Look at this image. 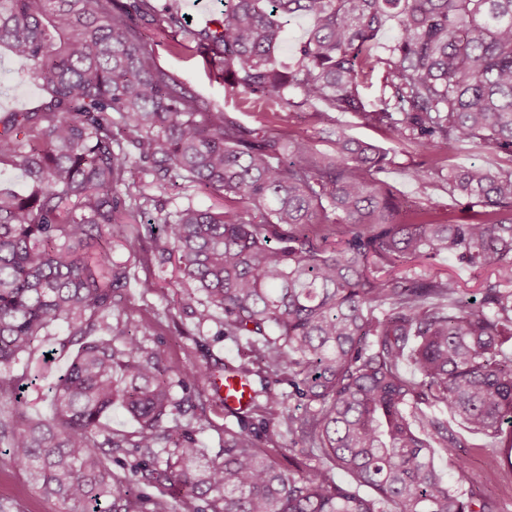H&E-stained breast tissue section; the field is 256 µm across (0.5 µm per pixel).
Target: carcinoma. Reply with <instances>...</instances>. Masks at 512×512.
Instances as JSON below:
<instances>
[{"label":"carcinoma","instance_id":"obj_1","mask_svg":"<svg viewBox=\"0 0 512 512\" xmlns=\"http://www.w3.org/2000/svg\"><path fill=\"white\" fill-rule=\"evenodd\" d=\"M222 2L215 27L193 28L180 0H0V47L45 93L37 111L0 120V168L33 186L0 190V405L21 401L11 365L51 324L80 341L52 387L53 416L0 422L10 459L78 512H171L112 472L122 448L139 453L133 476L176 491L187 512H501L454 489L435 453L459 465L467 437L498 439L512 469V0ZM298 16L310 27L285 69L276 54ZM390 20L398 35L380 55ZM142 21L178 32L174 48L201 55L234 94L320 102L321 123L353 112L436 165L466 145L503 155L494 171L444 176L480 218L435 224L404 209L375 179L388 154L342 130L326 156L286 128L198 105L157 67ZM376 69L383 92L370 103L359 86ZM134 167L163 190L216 193L223 210L148 219L151 196L119 194ZM144 234L205 296L197 324L247 337L249 361L174 368L145 344L120 305L128 266L112 261L113 244ZM444 254L497 283L477 300L450 276L408 275ZM264 371L288 373L290 391L252 398L223 460L206 458L197 431L164 426L180 411L174 388ZM116 405L134 434L103 428ZM256 409L301 447L296 471L260 446L245 419Z\"/></svg>","mask_w":512,"mask_h":512}]
</instances>
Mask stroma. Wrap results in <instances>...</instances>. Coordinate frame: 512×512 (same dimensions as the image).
I'll return each mask as SVG.
<instances>
[{
  "label": "stroma",
  "mask_w": 512,
  "mask_h": 512,
  "mask_svg": "<svg viewBox=\"0 0 512 512\" xmlns=\"http://www.w3.org/2000/svg\"><path fill=\"white\" fill-rule=\"evenodd\" d=\"M154 39L157 65L185 84L199 104L235 113L251 128H290L309 137L324 152L332 150L340 130L372 141L389 150L391 162L378 178L404 205L425 212L435 223L450 219L464 223L475 219V208L470 207L466 199L450 193L447 183L435 171L429 170L426 155L400 144L392 133L366 125L352 113L334 114L332 124L325 125L317 121L311 106L284 109L271 100L228 94L223 81L210 72L201 57L188 51L171 52L170 33L155 32ZM5 91L21 97V109L25 112L36 111L44 100L42 91L29 82L21 64L6 48L0 47V93ZM418 169L426 171L425 181L413 178V171ZM130 190L150 194L158 207L167 213L189 206L218 210L224 205L219 196L203 193L190 185L173 192L165 191L148 185L142 178L136 180ZM112 258L128 264L131 269V278L122 291V306L125 313L146 331L147 345L163 348L173 364L181 368L217 362L236 365L246 361L245 343L225 337L220 324L211 322L197 326L192 310L184 300L191 295L200 303L204 300L203 294L194 292L190 284L181 281L175 261L161 259L153 250L150 239H139L132 246L114 249ZM408 270L415 278L436 272L453 276L471 295L478 294L491 278L489 271L460 266L448 256L409 264ZM146 278L157 282L156 291L142 292L139 282ZM78 347L75 337L69 336L66 325L50 326L32 355L14 366L18 376L39 373L42 388L27 389L21 403L1 408L0 416L10 418L25 413L51 417L52 394L48 387L64 373ZM184 400L186 405L201 407L202 445L210 457H222L224 432L237 429L238 418L225 413L223 402L214 396L208 383L198 384ZM460 456L465 462L461 471L450 466L447 457L441 455L436 456L435 463L463 493H480L495 500L502 512H512V469L503 464L499 451L491 447H466L461 449ZM0 512H69V508L43 496L23 470L8 456L0 454Z\"/></svg>",
  "instance_id": "obj_1"
}]
</instances>
